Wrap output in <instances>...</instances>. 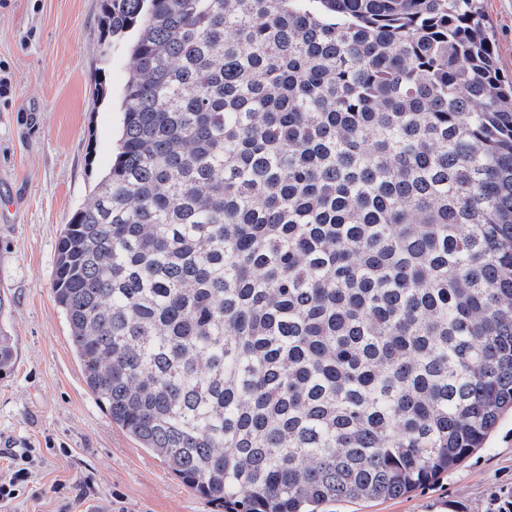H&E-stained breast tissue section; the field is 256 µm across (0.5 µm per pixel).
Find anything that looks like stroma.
Instances as JSON below:
<instances>
[{"label":"stroma","instance_id":"obj_1","mask_svg":"<svg viewBox=\"0 0 512 512\" xmlns=\"http://www.w3.org/2000/svg\"><path fill=\"white\" fill-rule=\"evenodd\" d=\"M502 74L512 80V0H484ZM100 0H0V448L33 450L29 494L1 512H224L194 494L95 401L51 288L58 238L112 163L128 77L123 47L103 65ZM102 72L108 95L92 76ZM90 484L88 501L69 498ZM512 493V414L484 448L411 497L338 502L326 512H490Z\"/></svg>","mask_w":512,"mask_h":512}]
</instances>
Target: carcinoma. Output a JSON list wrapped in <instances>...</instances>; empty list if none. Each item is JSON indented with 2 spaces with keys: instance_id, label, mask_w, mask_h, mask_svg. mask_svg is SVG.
<instances>
[{
  "instance_id": "obj_1",
  "label": "carcinoma",
  "mask_w": 512,
  "mask_h": 512,
  "mask_svg": "<svg viewBox=\"0 0 512 512\" xmlns=\"http://www.w3.org/2000/svg\"><path fill=\"white\" fill-rule=\"evenodd\" d=\"M100 26L121 137L52 287L112 422L224 512L402 498L483 448L512 413V81L481 0Z\"/></svg>"
}]
</instances>
